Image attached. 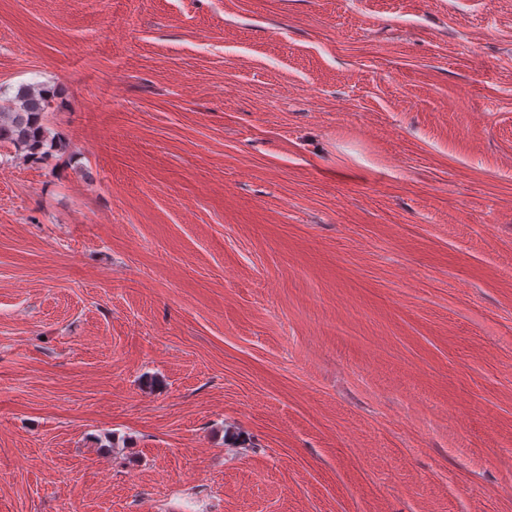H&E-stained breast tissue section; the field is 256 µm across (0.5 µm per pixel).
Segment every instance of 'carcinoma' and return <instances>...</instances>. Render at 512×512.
<instances>
[{
    "label": "carcinoma",
    "mask_w": 512,
    "mask_h": 512,
    "mask_svg": "<svg viewBox=\"0 0 512 512\" xmlns=\"http://www.w3.org/2000/svg\"><path fill=\"white\" fill-rule=\"evenodd\" d=\"M53 99L54 92L44 85L20 87L8 105L0 106V143L38 160L65 148L62 137L44 123V113Z\"/></svg>",
    "instance_id": "obj_1"
}]
</instances>
